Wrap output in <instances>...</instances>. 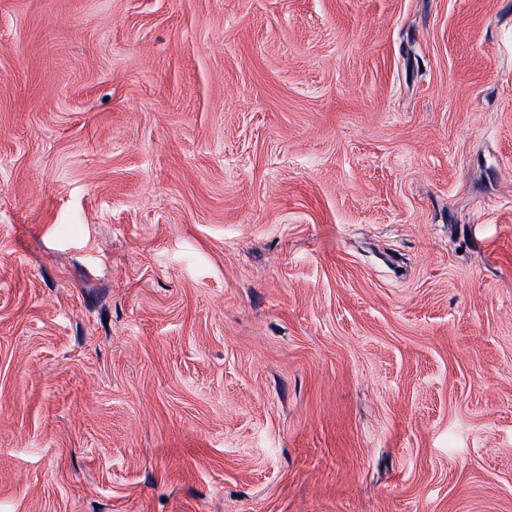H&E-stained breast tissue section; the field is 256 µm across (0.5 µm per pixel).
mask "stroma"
Segmentation results:
<instances>
[{
    "label": "stroma",
    "instance_id": "1",
    "mask_svg": "<svg viewBox=\"0 0 512 512\" xmlns=\"http://www.w3.org/2000/svg\"><path fill=\"white\" fill-rule=\"evenodd\" d=\"M0 512H512V0H0Z\"/></svg>",
    "mask_w": 512,
    "mask_h": 512
}]
</instances>
